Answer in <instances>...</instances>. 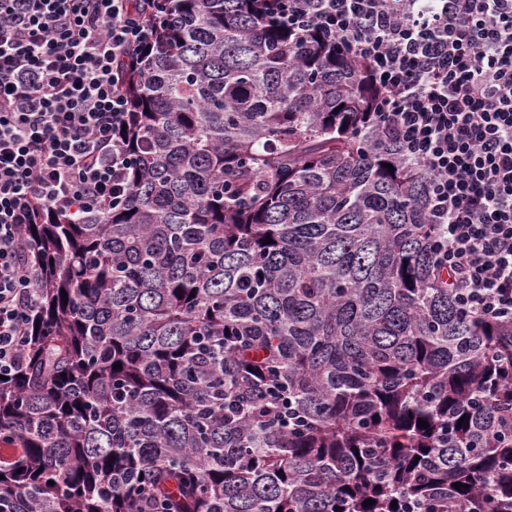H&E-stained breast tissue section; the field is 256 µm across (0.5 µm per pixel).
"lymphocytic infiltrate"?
Wrapping results in <instances>:
<instances>
[{
  "mask_svg": "<svg viewBox=\"0 0 512 512\" xmlns=\"http://www.w3.org/2000/svg\"><path fill=\"white\" fill-rule=\"evenodd\" d=\"M162 0H0V375L21 366L38 274L21 228L120 204L126 76ZM345 43L376 128L431 177L433 255L460 309L512 320V0H281Z\"/></svg>",
  "mask_w": 512,
  "mask_h": 512,
  "instance_id": "lymphocytic-infiltrate-1",
  "label": "lymphocytic infiltrate"
}]
</instances>
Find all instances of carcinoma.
<instances>
[{"instance_id": "cac0c4a2", "label": "carcinoma", "mask_w": 512, "mask_h": 512, "mask_svg": "<svg viewBox=\"0 0 512 512\" xmlns=\"http://www.w3.org/2000/svg\"><path fill=\"white\" fill-rule=\"evenodd\" d=\"M276 7L168 0L127 75L125 204L24 225L0 512L512 506V321L435 267L368 65Z\"/></svg>"}]
</instances>
